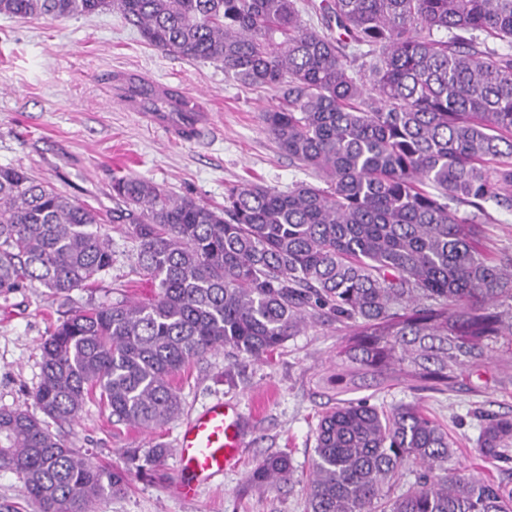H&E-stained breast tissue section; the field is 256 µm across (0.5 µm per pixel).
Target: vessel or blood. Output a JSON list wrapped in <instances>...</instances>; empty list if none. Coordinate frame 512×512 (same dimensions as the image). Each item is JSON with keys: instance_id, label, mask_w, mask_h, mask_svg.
<instances>
[{"instance_id": "vessel-or-blood-1", "label": "vessel or blood", "mask_w": 512, "mask_h": 512, "mask_svg": "<svg viewBox=\"0 0 512 512\" xmlns=\"http://www.w3.org/2000/svg\"><path fill=\"white\" fill-rule=\"evenodd\" d=\"M120 107L174 142L192 143L214 125L212 113L184 88L136 72L114 76ZM245 444L244 420L236 405L218 399L181 425L174 455L176 496L188 499L234 469Z\"/></svg>"}]
</instances>
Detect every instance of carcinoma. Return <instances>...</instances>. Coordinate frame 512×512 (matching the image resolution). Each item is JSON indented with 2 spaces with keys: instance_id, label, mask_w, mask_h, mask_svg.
<instances>
[{
  "instance_id": "carcinoma-1",
  "label": "carcinoma",
  "mask_w": 512,
  "mask_h": 512,
  "mask_svg": "<svg viewBox=\"0 0 512 512\" xmlns=\"http://www.w3.org/2000/svg\"><path fill=\"white\" fill-rule=\"evenodd\" d=\"M112 9L163 51L276 90L263 128L320 183L232 185L210 207L112 177L124 205L112 223L156 292L63 318L41 346L42 417L0 408V468L21 476L37 512H95L168 453L126 448L111 468L53 426L95 402L114 425L160 428L183 411L175 378L220 348L260 360L324 317L349 328L337 351L347 375L377 385L453 389L512 359V254L491 255L480 222L487 203L512 210V0H0L19 19ZM351 45L366 48L357 70ZM99 223L0 166V295L39 285L67 300L92 287L112 267ZM477 448L512 461V417L485 416ZM314 453L307 512H512V477L461 473L448 432L415 405L339 400ZM291 472L278 454L249 480L272 489Z\"/></svg>"
}]
</instances>
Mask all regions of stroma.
I'll use <instances>...</instances> for the list:
<instances>
[{
    "label": "stroma",
    "instance_id": "1",
    "mask_svg": "<svg viewBox=\"0 0 512 512\" xmlns=\"http://www.w3.org/2000/svg\"><path fill=\"white\" fill-rule=\"evenodd\" d=\"M146 71L203 95L214 129L191 144L166 142L123 111L110 88L113 71ZM276 103L273 92L252 90L224 74L222 65L187 60L147 44L114 12L63 20H20L0 14V166H23L61 194L78 196L98 211L101 233L112 243L113 263L93 291L69 300L44 288L0 295V408L37 412L40 345L54 326L88 299L150 298L155 287L133 271L136 248L123 225L113 223L112 178L133 174L172 194L220 206L234 184L258 182L279 190L309 180L308 171L280 151L264 131L260 114ZM347 329L314 321L276 353L260 361L227 350L207 354L178 380L185 413L221 398L247 423L240 466L189 500L173 495L175 459L166 456L153 473L135 476L129 492L100 502L98 512H305L312 474L315 429L341 398L376 405L412 403L426 409L455 442L453 462L467 474L499 477L503 465L476 447L484 415L512 416V364L501 363L497 381L474 390L443 392L393 380L352 391L336 387V357ZM179 423L160 430L113 427L97 404L60 437L96 463L121 464L126 448L173 444ZM287 454L291 481L275 490L254 487L249 474L268 455Z\"/></svg>",
    "mask_w": 512,
    "mask_h": 512
}]
</instances>
